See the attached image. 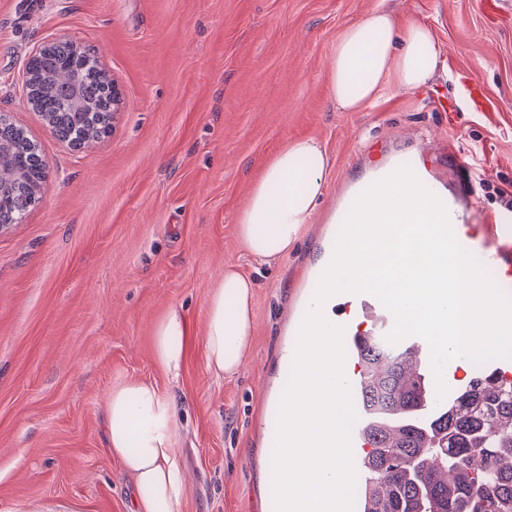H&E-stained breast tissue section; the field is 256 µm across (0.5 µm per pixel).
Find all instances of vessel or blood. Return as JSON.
<instances>
[{
  "mask_svg": "<svg viewBox=\"0 0 512 512\" xmlns=\"http://www.w3.org/2000/svg\"><path fill=\"white\" fill-rule=\"evenodd\" d=\"M450 222L458 243L469 251L480 252L486 265L498 270L496 281L499 289L512 288V225L483 224L476 230H462L461 219L457 214V205L446 200ZM336 323L343 326V343L346 353H353L360 343L363 327H374L376 335H387L393 328L394 318L391 312L376 297L369 294L343 293L334 298ZM407 345L418 352L417 368L422 371L426 381H433L430 365V348L427 342L418 336L406 337Z\"/></svg>",
  "mask_w": 512,
  "mask_h": 512,
  "instance_id": "vessel-or-blood-1",
  "label": "vessel or blood"
}]
</instances>
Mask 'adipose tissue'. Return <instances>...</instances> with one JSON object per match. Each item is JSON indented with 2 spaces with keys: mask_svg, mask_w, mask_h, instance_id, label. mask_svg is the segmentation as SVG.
I'll return each instance as SVG.
<instances>
[{
  "mask_svg": "<svg viewBox=\"0 0 512 512\" xmlns=\"http://www.w3.org/2000/svg\"><path fill=\"white\" fill-rule=\"evenodd\" d=\"M439 54L428 27L403 22L392 11L373 9L337 38L329 63V94L335 108L361 111L387 84L414 92L430 83ZM332 160L313 138L285 141L262 165L236 233L260 266L287 257L301 225L309 223L322 196ZM253 282L228 266L206 303L204 349L208 371L238 375L250 350ZM188 325L170 310L154 329L158 365L178 378L186 357ZM106 446L129 479L136 512H184L187 479L178 459L179 418L175 400L136 379L113 387L105 404Z\"/></svg>",
  "mask_w": 512,
  "mask_h": 512,
  "instance_id": "ef3b65f1",
  "label": "adipose tissue"
}]
</instances>
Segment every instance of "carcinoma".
Returning a JSON list of instances; mask_svg holds the SVG:
<instances>
[{"instance_id":"1","label":"carcinoma","mask_w":512,"mask_h":512,"mask_svg":"<svg viewBox=\"0 0 512 512\" xmlns=\"http://www.w3.org/2000/svg\"><path fill=\"white\" fill-rule=\"evenodd\" d=\"M24 92L56 136L99 139L112 119V79L85 50L44 49L27 63ZM0 224H19L36 201L45 162L38 145L0 116ZM350 386L362 452L358 512H512V383L481 373L431 400L408 350L379 336L357 349Z\"/></svg>"}]
</instances>
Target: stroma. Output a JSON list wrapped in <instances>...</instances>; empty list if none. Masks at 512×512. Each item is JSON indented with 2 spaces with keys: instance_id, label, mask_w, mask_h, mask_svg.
<instances>
[{
  "instance_id": "35a3bbf8",
  "label": "stroma",
  "mask_w": 512,
  "mask_h": 512,
  "mask_svg": "<svg viewBox=\"0 0 512 512\" xmlns=\"http://www.w3.org/2000/svg\"><path fill=\"white\" fill-rule=\"evenodd\" d=\"M427 24L434 83L384 87L359 112L328 95L337 35L373 8ZM92 48L124 94L112 131L58 140L26 103L42 43ZM484 90L472 102L466 86ZM0 111L36 140L42 198L0 227V512H133L105 448L104 407L129 378L180 406L185 512H265L266 428L302 275L343 225V199L402 157L488 224L512 191V0H0ZM311 136L333 165L287 257L254 268L235 217L261 162ZM228 265L255 282L251 349L215 380L203 343L207 298ZM190 331L178 380L153 354L169 309Z\"/></svg>"
}]
</instances>
